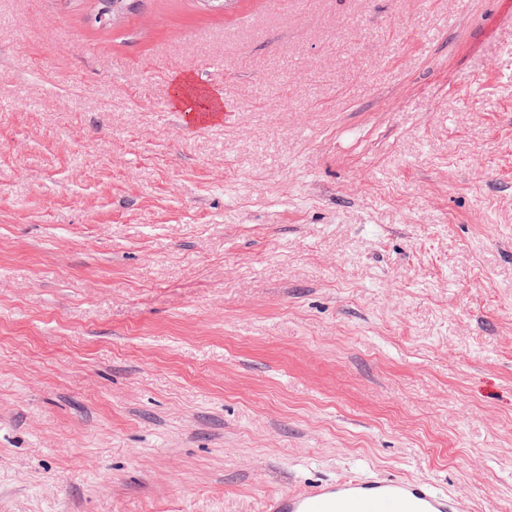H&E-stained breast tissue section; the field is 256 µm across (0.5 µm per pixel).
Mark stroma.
Returning <instances> with one entry per match:
<instances>
[{"label": "stroma", "instance_id": "stroma-1", "mask_svg": "<svg viewBox=\"0 0 512 512\" xmlns=\"http://www.w3.org/2000/svg\"><path fill=\"white\" fill-rule=\"evenodd\" d=\"M89 8L0 0V512H512V0ZM117 0H95L88 20L92 26L98 29L112 28V11ZM112 6V10H111ZM184 87H192L190 80L187 77L177 78L172 87V99L181 106L185 112L195 113L189 114V122L197 125L204 126L217 121L220 118V113H206V112H220L221 99L213 95H209V99L201 92L196 97H187L180 93V89ZM205 112V113H204ZM266 512H469L428 483L402 478L347 477L272 496Z\"/></svg>", "mask_w": 512, "mask_h": 512}]
</instances>
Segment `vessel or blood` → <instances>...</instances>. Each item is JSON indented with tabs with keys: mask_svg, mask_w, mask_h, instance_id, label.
<instances>
[{
	"mask_svg": "<svg viewBox=\"0 0 512 512\" xmlns=\"http://www.w3.org/2000/svg\"><path fill=\"white\" fill-rule=\"evenodd\" d=\"M266 512H464L428 483L402 478L347 477L272 496Z\"/></svg>",
	"mask_w": 512,
	"mask_h": 512,
	"instance_id": "obj_1",
	"label": "vessel or blood"
}]
</instances>
